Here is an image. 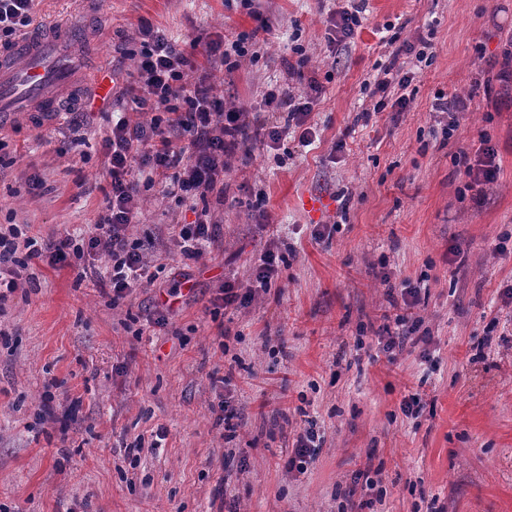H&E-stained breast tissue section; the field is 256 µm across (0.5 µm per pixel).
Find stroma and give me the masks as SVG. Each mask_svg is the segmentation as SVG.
Instances as JSON below:
<instances>
[{"label": "stroma", "mask_w": 512, "mask_h": 512, "mask_svg": "<svg viewBox=\"0 0 512 512\" xmlns=\"http://www.w3.org/2000/svg\"><path fill=\"white\" fill-rule=\"evenodd\" d=\"M349 5L38 0V20L84 31L86 76L58 115L0 126V225L40 241L88 237L106 212L102 144L141 21L178 41L189 81L224 107L259 111L268 89L291 86L295 43L322 92L312 145L291 132L232 157L223 198L206 200L220 231L199 261L171 239L196 207L158 183L129 234L159 272L119 306L96 256L21 271L0 304V512H512V83L497 78L512 0H365L355 38L329 43L331 13ZM242 33L237 66L201 48ZM394 33L426 41L429 63L398 54ZM392 62L412 71L414 99L378 112L364 85ZM101 75L115 85L102 97ZM468 93L444 138L436 99ZM484 138L499 179L465 189L452 157ZM311 192L330 208L308 212ZM269 248L285 258L269 291L215 306ZM404 282L429 340L388 353L378 333ZM159 307L165 325L148 324ZM413 394L423 408L404 415ZM224 400L231 438L213 411ZM309 428L316 454L289 468Z\"/></svg>", "instance_id": "obj_1"}]
</instances>
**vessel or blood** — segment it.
<instances>
[{"instance_id": "vessel-or-blood-1", "label": "vessel or blood", "mask_w": 512, "mask_h": 512, "mask_svg": "<svg viewBox=\"0 0 512 512\" xmlns=\"http://www.w3.org/2000/svg\"><path fill=\"white\" fill-rule=\"evenodd\" d=\"M80 75L66 26L31 30L17 46L0 48V117L57 112Z\"/></svg>"}]
</instances>
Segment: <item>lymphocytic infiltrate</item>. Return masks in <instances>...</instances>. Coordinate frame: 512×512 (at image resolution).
Listing matches in <instances>:
<instances>
[{
	"label": "lymphocytic infiltrate",
	"instance_id": "obj_1",
	"mask_svg": "<svg viewBox=\"0 0 512 512\" xmlns=\"http://www.w3.org/2000/svg\"><path fill=\"white\" fill-rule=\"evenodd\" d=\"M34 2L0 0L1 48L13 46L33 24ZM137 35L141 46L138 90L130 94L129 105L131 111L149 114L150 119L134 124L127 116H117L103 141L112 186L106 214L100 217L86 245L76 244L67 236L58 239L47 252L18 225H8L6 232H0V287L16 290L19 269L32 260L43 258L53 266L68 255L87 252L103 257L109 264L110 301L119 304L133 284L153 280L140 246L127 236L138 213L142 188L152 187L157 178L167 176L171 179L167 193L178 202L223 195L228 160L245 145L249 111L242 106L220 109L209 89L189 86L184 80L189 58L163 30L145 21ZM303 83L300 93L292 92L285 98L273 90L265 94L269 114L280 104L288 106L285 125L270 118L260 123L271 147H278L292 128L298 129L301 145L314 142L316 131L308 127L307 119L322 88L312 77L304 78ZM496 157L495 148L484 139L476 148L455 153L453 161L462 168L469 186L474 187L497 180L500 167ZM137 159L143 166L135 172L131 163ZM217 234L208 211H201L194 223L184 225L179 232L181 255L190 261L201 259L206 244L214 242Z\"/></svg>",
	"mask_w": 512,
	"mask_h": 512
}]
</instances>
